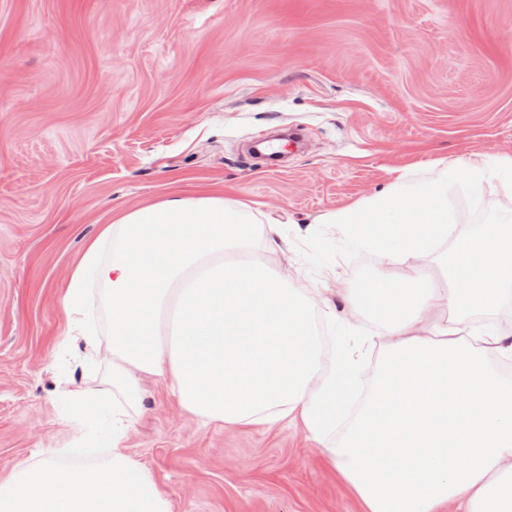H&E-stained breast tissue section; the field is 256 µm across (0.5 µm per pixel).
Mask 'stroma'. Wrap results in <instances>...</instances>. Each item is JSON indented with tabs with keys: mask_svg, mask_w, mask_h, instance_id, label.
I'll return each mask as SVG.
<instances>
[{
	"mask_svg": "<svg viewBox=\"0 0 512 512\" xmlns=\"http://www.w3.org/2000/svg\"><path fill=\"white\" fill-rule=\"evenodd\" d=\"M512 155V0H0V480L74 461L95 388L60 297L117 212L223 190L284 223L256 260L340 304L378 258L318 216L441 158ZM458 229L512 218L500 181L448 190ZM128 433L173 512H361L301 424L201 426L164 383Z\"/></svg>",
	"mask_w": 512,
	"mask_h": 512,
	"instance_id": "35a3bbf8",
	"label": "stroma"
}]
</instances>
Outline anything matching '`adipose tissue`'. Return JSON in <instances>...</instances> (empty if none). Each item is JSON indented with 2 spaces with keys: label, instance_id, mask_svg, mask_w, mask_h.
Returning a JSON list of instances; mask_svg holds the SVG:
<instances>
[{
  "label": "adipose tissue",
  "instance_id": "ef3b65f1",
  "mask_svg": "<svg viewBox=\"0 0 512 512\" xmlns=\"http://www.w3.org/2000/svg\"><path fill=\"white\" fill-rule=\"evenodd\" d=\"M432 178L400 173L382 192L323 214L352 246L378 256L363 288H343L342 310L260 270L245 234L281 229L243 201L175 192L102 225L63 297L84 366L108 353L111 372L94 397L109 403L108 454L74 467L28 458L0 481V512H172L169 491L134 458L128 431L145 408L143 379L167 382L180 408L205 425L271 429L301 421L362 512H512V329H471L470 318L512 304V224L494 220L440 255L455 238L448 189L497 178L512 188V155L440 159ZM109 312L94 318L91 286ZM378 316L371 336L342 337L337 351L319 323ZM370 391L344 432L336 410L345 380ZM71 390L74 413L89 401Z\"/></svg>",
  "mask_w": 512,
  "mask_h": 512
}]
</instances>
